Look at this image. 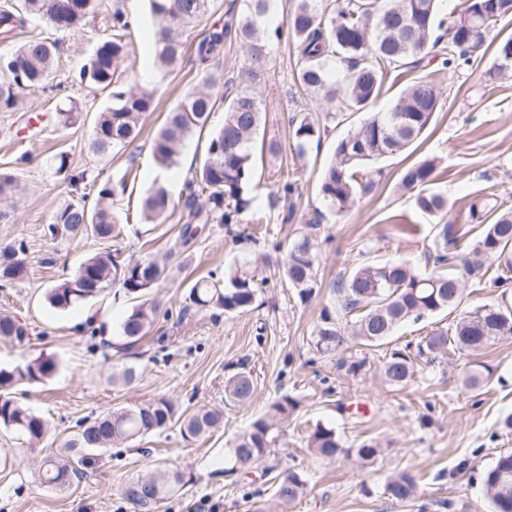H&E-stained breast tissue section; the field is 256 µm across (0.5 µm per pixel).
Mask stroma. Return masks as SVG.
Segmentation results:
<instances>
[{
  "label": "stroma",
  "mask_w": 512,
  "mask_h": 512,
  "mask_svg": "<svg viewBox=\"0 0 512 512\" xmlns=\"http://www.w3.org/2000/svg\"><path fill=\"white\" fill-rule=\"evenodd\" d=\"M121 7L133 19L126 40L132 62L121 76L124 86L141 85L154 94L137 139L119 153L94 152V118L108 103L94 89L76 83L80 67L108 32L100 21L75 34H53L39 18H31L19 39L56 35L60 46L58 79L64 91L24 93V109L0 112V170L13 173L18 191L0 203V247L24 244L26 274L0 287V312L27 324L30 341L16 348L0 341V367L20 360H54L57 369L45 381L16 388V399L48 420L52 431L43 447L0 428V512H132L121 488L130 478L162 464L181 471L187 484L161 503L159 512H255L271 503L269 484L224 473V450L249 423L283 395L300 407L285 428L279 448L269 460L280 470L299 472L308 493L288 512H487L481 475L502 451L512 450V432L500 422L512 414V335L476 352L416 358V374L402 388H392L381 374L392 351L417 345L431 330L449 328L454 315L439 314L401 325L383 345L364 348L345 341L330 354L314 346V329L322 309H335L332 288L364 261L405 260L430 271L435 252L436 221L419 211L398 185L409 163L433 158L437 171L433 191L448 199L446 223L455 227L464 248L474 247L480 229L471 223L473 204L497 196L512 206V78L497 74L495 42L512 36V20L500 22L492 39L470 66L454 69L443 62L441 49L389 68L380 95L369 110H386L400 92L418 79L442 92L439 110L414 153L385 158L383 178L344 210L331 208L319 191L320 173L332 157L336 141L364 120L361 112H337L327 102L302 93L299 62L291 39L273 43L266 58V80L255 87L264 123L259 136L277 142L279 152L259 159L250 205L233 229L212 223L190 249H176L181 228L190 220L183 207L186 182L203 162L208 132L194 134L170 171L169 192L177 204L166 223L147 227L140 219L139 196L149 187L155 162L150 141L171 109L199 78L192 56L163 72L153 71L151 33L154 20L147 0H99V12ZM74 100L83 116L64 128L53 119L58 104ZM312 117L321 128V142L296 158L289 140L290 117ZM68 153L71 169L86 172L98 184L127 179L125 195L113 209L124 223L117 243L124 254L139 259L171 254L172 273L155 294L162 315L148 335L127 352H117L120 322L133 306L123 293L99 298L64 311L46 301L48 288L71 277L80 263L98 250L93 238L50 240L44 233L56 210L74 199L68 181L56 174V157ZM297 190L291 200L272 203L286 175ZM317 225L319 288L301 302L282 288L272 270L252 310L228 316L217 310H192L188 292L198 278L224 277L232 268L256 263L262 256L282 259L289 241ZM496 269L485 266L481 277L465 286L460 311L504 301L512 304V284H494ZM360 363L350 372V363ZM132 363L141 371L129 387L111 382L112 372ZM487 365L488 382L471 390L462 384L465 371ZM250 370L255 392L249 404L225 409L224 426L207 438L185 440L173 427L150 435L139 446L114 448L94 456L89 478L55 489L39 478L47 449L63 446L77 422L128 404L166 397L196 407L223 406L224 381ZM334 427L346 455L333 460L315 457L307 436L316 424ZM380 440L384 451L374 463L360 466L350 452L368 439ZM412 474L416 499L399 502L385 491L388 477Z\"/></svg>",
  "instance_id": "35a3bbf8"
}]
</instances>
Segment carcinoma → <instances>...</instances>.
Listing matches in <instances>:
<instances>
[{
	"instance_id": "1",
	"label": "carcinoma",
	"mask_w": 512,
	"mask_h": 512,
	"mask_svg": "<svg viewBox=\"0 0 512 512\" xmlns=\"http://www.w3.org/2000/svg\"><path fill=\"white\" fill-rule=\"evenodd\" d=\"M217 0H148L156 20V63L167 68L183 55L185 45L179 32L209 19ZM246 11L237 22L211 25L198 41L194 53L201 65L198 85L187 91L168 112L164 124L153 138L151 149L156 163L171 168L186 140L203 130L213 112L224 111V124L211 137L206 158L188 182L183 202L191 219L202 216L205 222L232 224L247 206L255 164V140L262 123L261 103L251 85L264 78L261 61L269 43L288 35L294 41L301 67L302 87L319 94L341 112L364 109L380 93L385 67L400 66L420 56L428 44L438 40L436 30L444 25L438 19L440 0H294L287 29L269 31L262 19L269 11V0H245ZM98 0H5L0 8V37L7 40L26 28L31 17L43 19L57 32H76L95 21ZM512 15V0H467L464 15L452 23V36L445 64L466 65L483 46L485 37L503 18ZM111 36L102 40L79 70L80 83L109 92V103L98 113L92 147L99 154L119 152L138 135L143 116L153 110V94L142 88H125L120 70L130 62L125 33L130 29L128 15L116 8L104 18ZM234 37L247 48L251 65L238 75L236 91L219 93L214 70L223 59L224 42ZM58 40L36 36L11 53L0 56V112L21 109V91L46 87L55 78ZM343 65L345 82L332 80L330 62ZM440 106V94L429 81L418 80L405 87L392 106L365 120L354 132L338 140L331 164L323 171L320 193L331 206L342 211L369 189L364 166L395 155L415 144L430 125ZM57 119L64 127L81 120L82 112L74 101L58 107ZM292 140L296 153L305 155L308 147L320 141V126L306 115L292 118ZM436 160L426 159L405 167L399 184L415 193V205L422 212L442 217L448 198L429 191ZM18 184L8 172H0V201L16 193ZM126 180L105 184L98 191V202L90 207L86 196L63 204L47 232L52 240L92 236L98 243L96 253L80 264L74 276L55 284L46 299L55 309L65 310L91 300L112 287L121 288L137 300L120 325L122 338L132 347L150 330L159 304L147 298L151 289L167 276L172 253L162 259L121 258L113 243L122 237L123 227L113 210L112 198L125 193ZM143 219L163 224L171 209L168 190L154 183L141 201ZM470 216L481 227L476 245L468 253L448 251L457 243L454 226L437 225L438 254L429 272L417 271L405 260L386 263L365 262L340 280L336 294V312L354 316L351 335L361 345H381L396 328L407 321L419 322L457 308L463 298V282L477 275L485 261L496 265V287L512 283V208L488 201L472 207ZM316 224L287 245L283 279L303 300H310L318 288L316 273L318 243ZM24 247L0 250V281H18L26 271ZM257 269L241 267L224 281L201 278L190 288L189 300L197 309H217L226 315L249 310L257 296ZM512 334V310L500 305H485L458 318L453 334L434 330L421 340L420 354H434L452 344L458 350L476 351L497 338ZM315 347L320 353L335 350L341 342L340 326L328 311L320 315L315 329ZM0 339L16 347L29 342L27 328L15 318L0 315ZM57 368L53 360L18 363L0 368V427L10 429L36 446L49 431L48 422L15 401L12 390L23 383L49 378ZM387 383L400 388L414 375L411 357L393 351L383 364ZM490 376L487 368L475 365L464 377L465 386L475 389ZM139 378L134 365H124L112 374V384L130 386ZM251 373L241 371L224 383L225 404L246 405L254 394ZM299 401L283 395L268 410L256 417L224 452V470L248 473L263 463L271 449L279 446L283 427L294 416ZM224 424V409L182 408L158 397L119 408L91 421L77 424L78 430L64 447L70 455L50 456L43 462L39 477L51 488L63 489L75 478L87 475L90 456L122 447L147 435L177 426L187 438H201ZM307 447L317 456L334 458L344 452L336 429L323 424L308 435ZM382 452L374 440L364 441L356 449L364 462L374 461ZM490 512H512V451L500 453L482 473ZM185 485L184 475L174 469L156 468L127 481L121 494L133 512H157L158 505ZM417 490L415 478L401 473L388 481L386 492L397 501L412 498ZM307 491L301 474L290 471L274 482L273 498L280 504H294Z\"/></svg>"
}]
</instances>
